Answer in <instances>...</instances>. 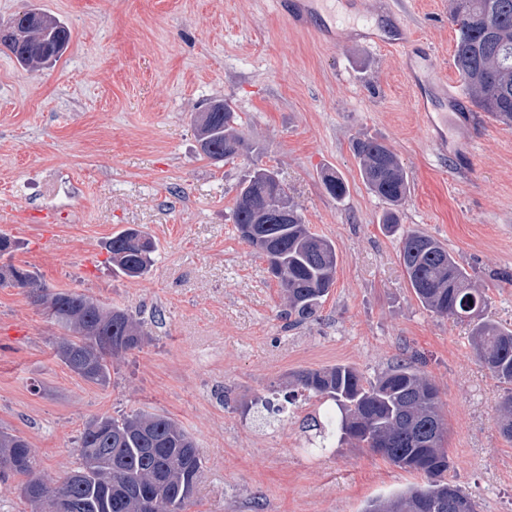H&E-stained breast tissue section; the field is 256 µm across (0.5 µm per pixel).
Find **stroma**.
Segmentation results:
<instances>
[{
  "instance_id": "stroma-1",
  "label": "stroma",
  "mask_w": 512,
  "mask_h": 512,
  "mask_svg": "<svg viewBox=\"0 0 512 512\" xmlns=\"http://www.w3.org/2000/svg\"><path fill=\"white\" fill-rule=\"evenodd\" d=\"M392 2L459 83L451 0ZM32 8L72 40L46 69L0 49V233L17 242L13 264L128 309L150 333L110 384H92L56 357L58 329L25 291L0 287V427L29 441L38 472L77 466L89 419L145 409L198 445L187 512H363L421 475L365 448L308 450L304 421L322 405H287L288 378L346 364L371 380L415 355L441 391L449 479L477 512H512V441L496 413L505 387L478 362L469 326L417 300L351 148L371 137L391 147L411 188L403 227L443 242L484 290L487 316L512 328V128L469 103L435 144L399 50L367 49L344 27L323 44L276 0H0V23ZM214 100L240 115L254 153L200 154L195 119ZM255 167L275 169L310 231L336 246V282L298 326L229 218ZM331 173L348 185L343 201L323 186ZM129 226L157 242L141 279L106 263V242Z\"/></svg>"
}]
</instances>
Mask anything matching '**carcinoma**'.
Instances as JSON below:
<instances>
[{
	"instance_id": "cac0c4a2",
	"label": "carcinoma",
	"mask_w": 512,
	"mask_h": 512,
	"mask_svg": "<svg viewBox=\"0 0 512 512\" xmlns=\"http://www.w3.org/2000/svg\"><path fill=\"white\" fill-rule=\"evenodd\" d=\"M45 25L24 44L7 50L27 68L39 65L32 49H55L70 29L41 14ZM455 68L473 105L496 122L512 127V0H454ZM241 117L218 102L197 118L202 154L234 159L245 148ZM366 188L387 208L380 223L399 233L398 257L421 305L442 318L472 325L475 354L499 383L508 386L498 413L500 433L512 439V329L486 316L487 299L465 267L434 237L400 229V208L410 193L397 155L376 138L352 143ZM326 191L343 199L346 182L324 178ZM288 195L275 171L259 168L248 175L236 196L230 220L240 238L263 256L286 301L284 318L300 325L315 317L335 282L334 243L316 235L296 209L283 222L273 207V190ZM112 270L141 278L151 268L152 239L128 228L106 244ZM0 285L26 290L48 322L63 331L55 340L58 359L83 380L105 386L114 363L148 340L144 321L128 310L107 307L71 289H49L33 271L0 266ZM289 384L330 401L335 409L312 416L306 428L318 431L315 449L331 440L367 448L425 483L377 499L364 512H476L471 496L448 479L452 467L446 441L448 422L437 385L413 362L402 359L373 380L348 365L299 370ZM79 466L65 476L47 478L35 471L30 443L0 429V480L21 475L17 487L31 512H186L202 461L193 436L173 418L148 410L119 417H95L76 440Z\"/></svg>"
}]
</instances>
